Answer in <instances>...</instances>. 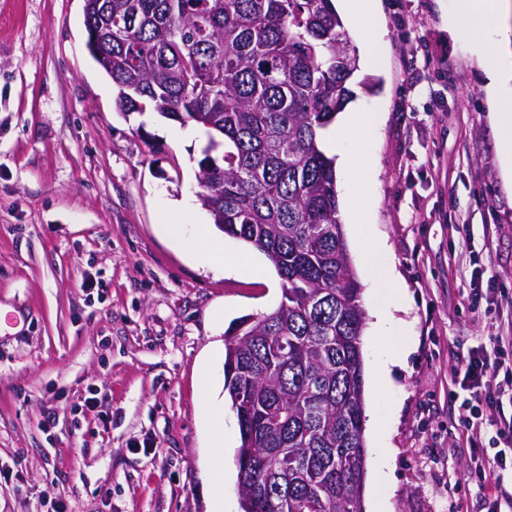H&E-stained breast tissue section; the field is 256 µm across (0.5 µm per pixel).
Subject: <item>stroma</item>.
Wrapping results in <instances>:
<instances>
[{"label":"stroma","mask_w":512,"mask_h":512,"mask_svg":"<svg viewBox=\"0 0 512 512\" xmlns=\"http://www.w3.org/2000/svg\"><path fill=\"white\" fill-rule=\"evenodd\" d=\"M377 66L353 104L384 114L364 145L360 205L406 298L367 274L345 238L367 314L361 337L365 512H486L462 412L448 400L468 350L512 320V186L483 85V47L454 0H377ZM84 0H0V512H241L237 419L206 425L198 369L224 393V340L274 310L257 250L218 232L198 195L205 131L124 116L90 56ZM181 224L171 242L162 225ZM212 234L236 263L194 256ZM487 309H471L477 276ZM412 351L379 382L375 311ZM96 410H82L88 389ZM57 414L44 431L48 411ZM380 427H373L374 418ZM224 457L221 500L204 488Z\"/></svg>","instance_id":"stroma-1"}]
</instances>
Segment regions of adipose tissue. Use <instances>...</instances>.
I'll return each instance as SVG.
<instances>
[{
	"label": "adipose tissue",
	"mask_w": 512,
	"mask_h": 512,
	"mask_svg": "<svg viewBox=\"0 0 512 512\" xmlns=\"http://www.w3.org/2000/svg\"><path fill=\"white\" fill-rule=\"evenodd\" d=\"M336 10L350 23H361L360 34L368 51H376L381 44L382 35L375 0H336ZM486 60L488 68L484 90L492 107V120L499 130V159L503 174L507 183L512 184V43L496 39L487 41ZM377 118V113L360 112L356 121L346 125L347 142H333L331 149L349 186L346 213L357 235L361 247L360 255L377 286L394 295L401 293L402 288L392 267L380 261L387 251L385 242L361 219L358 206L360 187L355 180L359 169L372 164L369 156L359 150L358 145L367 139Z\"/></svg>",
	"instance_id": "ef3b65f1"
}]
</instances>
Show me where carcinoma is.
Here are the masks:
<instances>
[{
    "instance_id": "1",
    "label": "carcinoma",
    "mask_w": 512,
    "mask_h": 512,
    "mask_svg": "<svg viewBox=\"0 0 512 512\" xmlns=\"http://www.w3.org/2000/svg\"><path fill=\"white\" fill-rule=\"evenodd\" d=\"M84 25L122 113L207 130L202 205L281 280L225 339L242 512H363L365 312L321 149L360 66L333 0H84Z\"/></svg>"
}]
</instances>
